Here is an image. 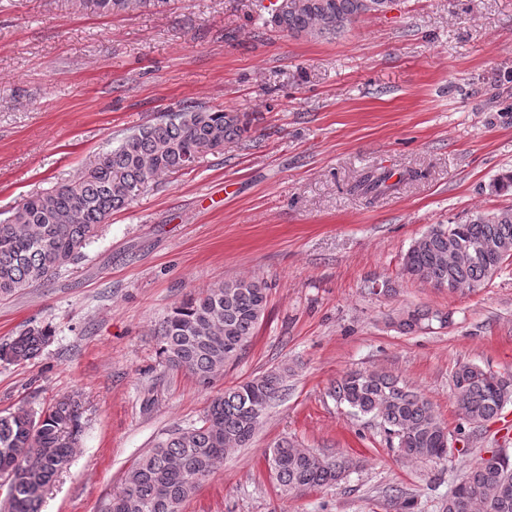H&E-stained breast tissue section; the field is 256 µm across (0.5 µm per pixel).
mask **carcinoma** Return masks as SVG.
<instances>
[{
	"instance_id": "carcinoma-1",
	"label": "carcinoma",
	"mask_w": 512,
	"mask_h": 512,
	"mask_svg": "<svg viewBox=\"0 0 512 512\" xmlns=\"http://www.w3.org/2000/svg\"><path fill=\"white\" fill-rule=\"evenodd\" d=\"M167 0H82L103 14L161 7ZM387 0H288L271 8L269 24L290 36L334 37L361 17L383 10ZM250 119L237 112L183 106L122 138L99 154L76 180L52 186L25 200L0 221V298L43 285L83 256L112 212L125 207L149 182L190 168L205 153L224 148L248 132ZM390 174L373 170L353 189L364 194L393 191ZM512 258V209L479 215L464 224H438L408 248L401 275L451 292L472 290ZM264 283L240 278L187 295L159 323L167 365L208 382L246 352L265 314ZM449 314L423 308L402 310L396 325L415 332ZM52 336L32 327L0 346V361L36 358ZM288 368H278L224 390L210 403L201 424L177 428L126 473L108 512H179L201 482L235 448L247 446L268 405L279 397ZM451 390L463 418L486 422L512 402V374L493 373L476 363L457 365ZM336 401L380 421L391 447L409 460L448 458V426L431 403L399 376L356 370L332 385ZM78 418L61 406L44 413L18 407L0 413V472L13 474L7 512H40L46 489L70 465ZM266 462L284 491L331 486L357 462L342 454H317L281 441ZM446 512H512V453L495 469L476 461L448 494Z\"/></svg>"
}]
</instances>
